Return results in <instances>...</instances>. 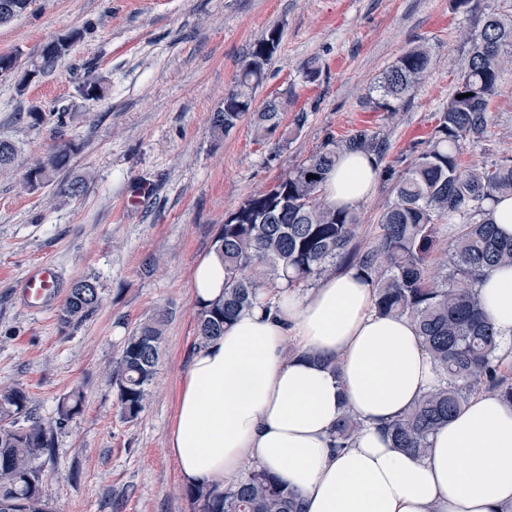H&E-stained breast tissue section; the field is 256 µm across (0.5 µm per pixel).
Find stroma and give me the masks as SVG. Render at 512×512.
<instances>
[{"instance_id": "obj_1", "label": "stroma", "mask_w": 512, "mask_h": 512, "mask_svg": "<svg viewBox=\"0 0 512 512\" xmlns=\"http://www.w3.org/2000/svg\"><path fill=\"white\" fill-rule=\"evenodd\" d=\"M487 13L512 15V0H479L472 10L454 0H33L0 25V54L18 58L0 76V139L25 161L0 173V387H23L46 423L72 393L84 397L40 461L56 512H192L165 446L197 348L195 264L248 195L358 129L386 145L375 190L358 207L356 240H372L393 199L387 170L404 169L421 151L458 82L466 34ZM274 27L281 43L253 107L279 101L284 149L277 137L259 138L247 118L215 136L212 113ZM74 30L81 39L53 71L22 83L43 46ZM420 45L431 69L412 95L392 112L369 105V87ZM93 81L103 93L88 101L80 88ZM34 110L46 120L34 123ZM489 110L491 125L468 147L466 165L512 159V65ZM60 139L77 152L51 182L29 186L26 163ZM76 180L83 191L68 197L63 189ZM142 189L144 202L126 207ZM44 262L58 281L34 311L20 285ZM84 277L96 279L101 304L61 329L59 310ZM158 316L154 382L128 422L106 371L130 329Z\"/></svg>"}]
</instances>
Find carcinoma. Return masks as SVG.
I'll return each mask as SVG.
<instances>
[{
  "label": "carcinoma",
  "mask_w": 512,
  "mask_h": 512,
  "mask_svg": "<svg viewBox=\"0 0 512 512\" xmlns=\"http://www.w3.org/2000/svg\"><path fill=\"white\" fill-rule=\"evenodd\" d=\"M467 39L468 56L433 135L408 167L394 173L395 196L381 215L379 234L358 247V213L330 207L322 192L341 154L382 153L377 136L360 129L343 140L327 141L225 218L214 241V252L224 262V297L199 307L197 313V340L203 344L223 335L229 323L251 310L264 288H276L282 281L290 288L306 287L335 273L338 262L357 269L375 289L379 314L406 316L414 323L443 378L390 426L393 447L415 455L428 451L432 435L473 393H497L512 404V382L498 355L497 333L478 293L489 270L512 265V238L498 232L489 208L497 198L512 196V160L471 168L461 164L467 147L487 132L489 102L498 93L505 64L512 63V18L488 14ZM280 40V29L272 28L254 43L224 97V107L211 115L214 134L223 135L247 115L258 136L277 131L279 102L269 100L258 112L252 105ZM47 50L43 47L39 60L31 63L41 75L68 53L64 48L50 57ZM429 66L423 46L401 54L369 89L368 102L395 110L393 103L406 99ZM74 151L72 143L56 146L29 167L28 181H49ZM17 163L15 146L1 139L0 171ZM309 174L316 178H307ZM444 220L452 231L437 251L433 229ZM100 303L96 281L77 280L59 310L60 328L81 321ZM161 339L159 319L138 324L109 371L121 417L128 422L145 407ZM82 403L81 394L71 395L58 406L55 423L45 424L32 414L23 388L0 387V512H53L39 461L53 445L54 430L80 412ZM360 427L354 416L342 414L332 433L337 446L344 447ZM184 494L194 512H302L294 491L249 463L222 486L187 487Z\"/></svg>",
  "instance_id": "cac0c4a2"
}]
</instances>
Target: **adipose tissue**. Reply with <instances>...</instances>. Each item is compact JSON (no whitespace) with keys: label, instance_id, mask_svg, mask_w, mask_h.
I'll return each mask as SVG.
<instances>
[{"label":"adipose tissue","instance_id":"adipose-tissue-1","mask_svg":"<svg viewBox=\"0 0 512 512\" xmlns=\"http://www.w3.org/2000/svg\"><path fill=\"white\" fill-rule=\"evenodd\" d=\"M377 180L372 156L348 153L324 194L352 208ZM192 288L200 303L222 296L218 256L196 263ZM479 291L498 353L512 362V267L487 274ZM440 380L413 323L379 315L372 287L347 268L305 293L281 289L198 346L167 450L185 485L223 483L250 462L293 489L303 512H512V405L497 395L472 398L424 455L385 433ZM346 412L362 428L336 448L330 432Z\"/></svg>","mask_w":512,"mask_h":512}]
</instances>
